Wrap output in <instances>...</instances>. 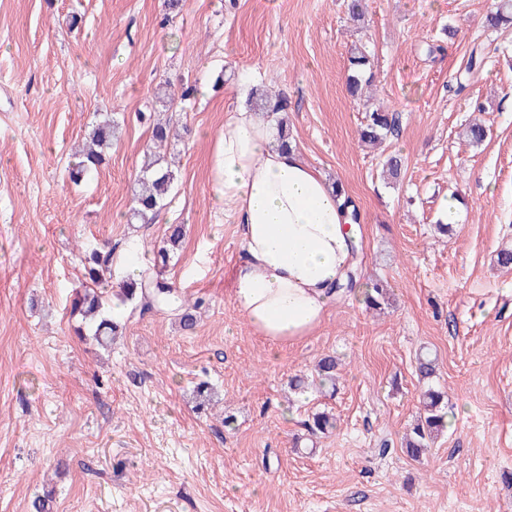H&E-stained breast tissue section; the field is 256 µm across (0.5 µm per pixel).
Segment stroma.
Wrapping results in <instances>:
<instances>
[{
    "label": "stroma",
    "instance_id": "stroma-1",
    "mask_svg": "<svg viewBox=\"0 0 512 512\" xmlns=\"http://www.w3.org/2000/svg\"><path fill=\"white\" fill-rule=\"evenodd\" d=\"M492 0H368V25L342 0H0V512H512V31L483 28ZM457 30L454 37L445 27ZM367 40L374 88L401 130L359 144L362 108L347 59ZM478 77L449 93L473 44ZM435 53H428V46ZM223 86H216V75ZM191 85L173 121L177 180L155 223L127 221L148 141L143 112ZM288 97L303 158L342 182L359 212V284L383 281V314L341 295L312 336L270 352L232 303L240 254L213 203L210 158L228 111L252 87ZM122 124L99 170L73 183L68 163L100 113ZM490 128L481 145L466 123ZM400 154L398 181L385 155ZM465 199L448 235L435 224ZM187 227L164 272L201 300L183 332L173 313L117 307L111 352L69 316L81 251L110 242L152 255ZM438 358L454 409L418 462L401 448L423 389L416 356ZM339 358L334 396L294 394L319 358ZM213 406L194 408L200 381ZM337 428L310 436L315 411Z\"/></svg>",
    "mask_w": 512,
    "mask_h": 512
}]
</instances>
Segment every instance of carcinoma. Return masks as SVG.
<instances>
[{
  "instance_id": "1",
  "label": "carcinoma",
  "mask_w": 512,
  "mask_h": 512,
  "mask_svg": "<svg viewBox=\"0 0 512 512\" xmlns=\"http://www.w3.org/2000/svg\"><path fill=\"white\" fill-rule=\"evenodd\" d=\"M512 28V0H496L494 8L486 16V29L499 31ZM371 52L364 45L355 49L348 58L346 86L349 94L359 101L365 112L364 122L357 130L358 139L369 145H380L388 137L396 134L399 117L375 102V95L365 94L363 85L371 82ZM250 105L256 112H262L275 123L278 142L283 147L291 146L288 126L282 114L288 111L285 96L278 94L258 96L251 99ZM151 131L150 144L146 160L133 191L128 214L130 224H152L159 212L166 206V200L174 187L176 174L166 154L168 144L174 138L170 122L147 118ZM120 122L107 114L93 124L87 133L88 140L80 154L69 167L71 179L80 181L98 170L105 160L107 151L112 148V141L118 138ZM184 236V225L171 224L164 245L159 248L158 256L167 261ZM113 248L107 244L93 249L84 257V277L86 285L76 292L72 302V314L81 318V325L76 333L80 336L88 333L102 348L112 346L114 336L122 330L120 321L108 315L107 299L95 286L112 274ZM117 298L124 304H133L143 311L173 309L182 329L191 331L197 322L200 301L181 302L173 306L180 298L177 289L169 282L154 276H147L140 281L124 280L120 283ZM388 289L381 283H373L364 293L366 306L377 309L388 303ZM337 361L334 356H325L319 360L315 372V387L320 391H336ZM416 371L423 380H429L436 374V359L428 352L417 356ZM337 428V418L329 411H320L312 416L309 425L311 434L325 435ZM448 429L447 395L432 388L422 394L421 408L417 418L411 423L404 436V453L417 460L431 447L434 440Z\"/></svg>"
}]
</instances>
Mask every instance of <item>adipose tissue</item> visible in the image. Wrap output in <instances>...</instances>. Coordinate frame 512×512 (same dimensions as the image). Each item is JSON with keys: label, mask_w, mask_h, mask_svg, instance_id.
I'll use <instances>...</instances> for the list:
<instances>
[{"label": "adipose tissue", "mask_w": 512, "mask_h": 512, "mask_svg": "<svg viewBox=\"0 0 512 512\" xmlns=\"http://www.w3.org/2000/svg\"><path fill=\"white\" fill-rule=\"evenodd\" d=\"M275 137L260 114L231 113L211 171L214 202L239 228L234 306L256 335L283 347L322 324L351 267L354 238L343 196Z\"/></svg>", "instance_id": "obj_1"}]
</instances>
